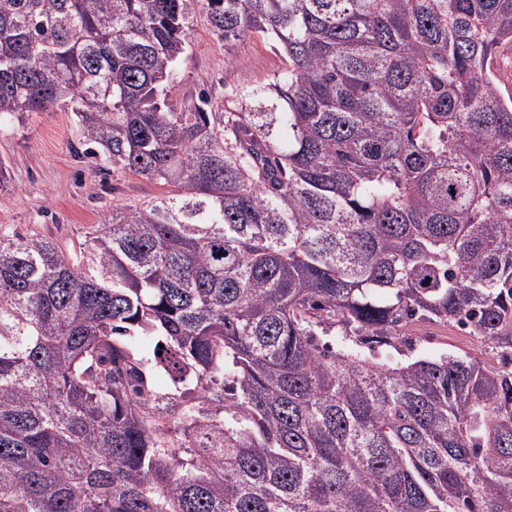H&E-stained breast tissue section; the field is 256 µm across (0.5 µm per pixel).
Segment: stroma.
Segmentation results:
<instances>
[{"label": "stroma", "instance_id": "1", "mask_svg": "<svg viewBox=\"0 0 512 512\" xmlns=\"http://www.w3.org/2000/svg\"><path fill=\"white\" fill-rule=\"evenodd\" d=\"M281 54L261 34L226 44L197 9L168 101L181 106L207 96L222 111L240 107L239 94L266 86L284 68ZM80 125L67 106L0 118V231L47 237L72 249L85 229L101 223L113 206L133 205L164 194L165 186L121 165L84 157ZM400 350L437 358L471 354L496 362L494 352L451 325L419 320L406 325Z\"/></svg>", "mask_w": 512, "mask_h": 512}]
</instances>
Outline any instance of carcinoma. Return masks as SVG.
I'll return each instance as SVG.
<instances>
[{
    "mask_svg": "<svg viewBox=\"0 0 512 512\" xmlns=\"http://www.w3.org/2000/svg\"><path fill=\"white\" fill-rule=\"evenodd\" d=\"M285 68L168 88L195 7ZM512 0H0V117L169 187L0 234V512H512ZM471 355L375 357L412 320Z\"/></svg>",
    "mask_w": 512,
    "mask_h": 512,
    "instance_id": "cac0c4a2",
    "label": "carcinoma"
}]
</instances>
